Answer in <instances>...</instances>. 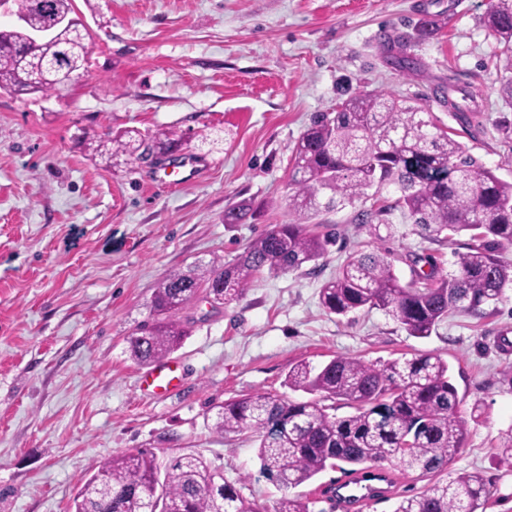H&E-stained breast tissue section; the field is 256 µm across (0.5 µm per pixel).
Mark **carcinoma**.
Returning <instances> with one entry per match:
<instances>
[{
	"instance_id": "obj_1",
	"label": "carcinoma",
	"mask_w": 512,
	"mask_h": 512,
	"mask_svg": "<svg viewBox=\"0 0 512 512\" xmlns=\"http://www.w3.org/2000/svg\"><path fill=\"white\" fill-rule=\"evenodd\" d=\"M73 0H49V11H34L29 0H10V13L27 27L0 28V90L15 94L48 92L86 69L90 47L81 35L56 52L39 48L21 66L17 47L45 28L50 14H71ZM485 27L501 46L500 93L512 102V0H494ZM184 136L173 130L143 134L127 130L90 145L92 155L112 163L119 156L138 160L173 154ZM288 207L293 219L275 224L232 262L214 257L164 273L152 293L153 317L128 340L130 356L151 364L171 355L187 335L181 311L205 289L211 301L239 300L260 272L297 271L316 265L330 239L309 226L322 213L395 187L393 203L363 210L359 223L394 210L431 239L471 232L467 251L454 254L452 270L440 273L429 257V283L403 285L388 254L359 253L320 288L330 314L346 316L382 310L410 336L427 337L451 311L484 314L512 289V182L484 167L431 113L384 93H353L334 112L316 115L295 147ZM288 389L313 395L296 401L260 393L217 406L214 428L226 436L256 441L260 471L286 491L328 468L350 476L391 462L403 470L446 474L420 495L401 501L395 512H484L489 490L474 473L452 475L448 464L463 448L467 427L457 415L458 394L448 362L423 354L403 361L367 363L338 356L314 368L306 362L288 371ZM353 412L334 414L336 403ZM500 460L512 468V426L499 433ZM288 470V482L281 473ZM156 495L161 512H260L257 504L224 481L201 456L182 454L162 465L154 453L137 449L91 467L72 500V512H140ZM277 512H314L313 502L284 496Z\"/></svg>"
}]
</instances>
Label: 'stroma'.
<instances>
[{"instance_id": "stroma-1", "label": "stroma", "mask_w": 512, "mask_h": 512, "mask_svg": "<svg viewBox=\"0 0 512 512\" xmlns=\"http://www.w3.org/2000/svg\"><path fill=\"white\" fill-rule=\"evenodd\" d=\"M491 0H74L90 34L88 71L59 90L0 91V512H71L92 465L134 449L202 456L262 512L281 490L256 444L212 428L216 405L285 393L294 365L435 354L447 361L468 429L452 473L482 475L485 512H512V468L497 455L512 426V292L483 315L455 313L415 338L383 311L327 313L319 291L346 257L389 252L401 284L448 269L468 236L422 238L400 213L359 224L363 202L324 215L332 241L316 268L261 273L238 301H197L174 357L179 389L140 388L129 334L148 320L158 279L197 260L236 259L285 224L293 150L346 95L382 90L431 112L463 148L512 181V106L499 92ZM417 60L402 72L398 46ZM472 93L467 122L448 100ZM134 128L186 135L202 167L159 187L154 165L92 158L89 139ZM247 204L237 224L224 214ZM388 497L335 508L328 470L298 486L315 512H394L435 475L394 470Z\"/></svg>"}]
</instances>
